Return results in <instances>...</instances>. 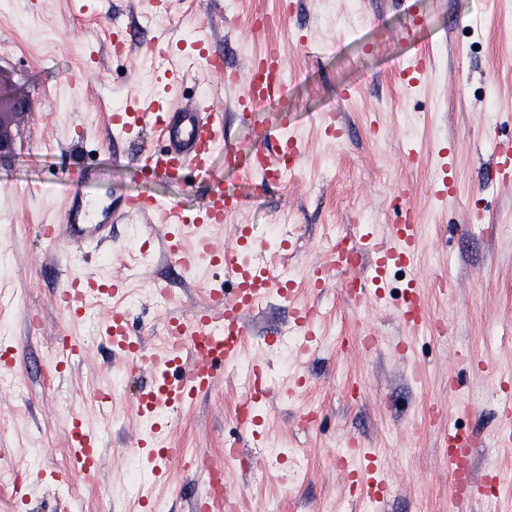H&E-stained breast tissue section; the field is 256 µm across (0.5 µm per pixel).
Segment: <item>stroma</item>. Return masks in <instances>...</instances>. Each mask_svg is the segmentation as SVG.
Returning <instances> with one entry per match:
<instances>
[{"label":"stroma","instance_id":"1","mask_svg":"<svg viewBox=\"0 0 512 512\" xmlns=\"http://www.w3.org/2000/svg\"><path fill=\"white\" fill-rule=\"evenodd\" d=\"M154 0H6L0 6V72L29 100L9 115L15 142L0 164V346L16 348L8 375L21 388L23 414L0 425V467L25 471L18 489L0 490V512H142L150 498L162 512H192L203 494L201 473L181 474L186 457L223 456L234 449L247 459L274 449L301 464L299 480L271 462L264 477L233 474L232 495L242 512H376L368 499L349 494L335 458L350 440L375 449L392 485L383 512H456L448 450L440 443L431 410L452 412L456 396L468 400L453 420L473 436L471 479L512 474V453L497 434L512 429L503 411L507 384L482 371L489 363L512 370V181L491 169L495 138H512V0H171L174 22L145 25ZM280 15L272 29L253 32L262 15ZM133 43L112 52L114 28ZM196 32L231 68L245 71L251 58L274 50L287 66V87L268 100L262 115L284 114L298 138L304 162L295 178L260 184L246 178L258 125L241 118L243 86L224 87L190 64L189 53L167 60L144 45L166 34L170 46ZM423 63L420 82L407 86L403 70ZM187 78L181 106L201 104L224 113V139L238 151L236 166L212 158L214 173L241 203L227 224L210 229L216 249L234 245L238 226L250 230L257 255H265L269 226L288 240L274 264L304 273L330 261L328 235L363 227L387 233L398 219L392 204L404 192L420 224L413 261L390 275L385 297L360 306L345 283L365 266L332 272L323 287L299 284L294 298H266L246 318L241 356L268 363V389L259 407L261 444L238 429L235 407L247 391L244 379L225 367L218 385L191 403L165 413L166 438L176 448L167 465L174 484L152 481L134 448L149 427L132 402L153 380L132 371L113 351L105 309L91 304L74 318L57 298L66 273L93 274L103 284L118 278L138 296L129 320L142 341L163 347L170 318H187L224 290V273H184L168 251L170 225L130 218L126 199L153 197L179 203L186 213L201 205L209 184L149 179L141 171V145L114 136L109 118L127 98H169L168 74ZM344 129L340 139L323 132L325 111ZM452 145L454 192L435 201L437 153ZM417 162L404 164L405 152ZM104 173L98 200L111 202L112 231L103 247L61 251L38 233L64 218L69 201L52 184L78 183L82 168ZM448 292H441L440 282ZM170 291L158 304L149 290ZM425 294L430 318L447 321V335L427 327L409 330L397 314L409 284ZM320 308L317 341L291 336L296 306ZM80 345L65 359L60 339ZM291 349H284V339ZM406 346L398 356L395 346ZM417 363L411 376L407 362ZM305 387L293 384L296 376ZM124 389L102 413L99 394L115 380ZM81 418L97 435L100 464L92 474L58 472L71 461L69 430Z\"/></svg>","mask_w":512,"mask_h":512}]
</instances>
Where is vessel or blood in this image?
Here are the masks:
<instances>
[{
  "instance_id": "1",
  "label": "vessel or blood",
  "mask_w": 512,
  "mask_h": 512,
  "mask_svg": "<svg viewBox=\"0 0 512 512\" xmlns=\"http://www.w3.org/2000/svg\"><path fill=\"white\" fill-rule=\"evenodd\" d=\"M283 61L276 54H268L250 60L244 82L249 88L252 103L281 93L283 90ZM112 126L120 136L129 137L145 127H152L161 147H143L140 153L142 171L149 178H164L181 182L188 177L210 179L211 188L198 209L196 217L185 215L176 203H161L152 197L127 200L125 215H161L168 224H179L197 238L196 251L205 255L207 263L223 260L231 269L236 289L233 294L212 297L192 317L179 319L175 329L188 344L190 358L182 360L178 352L151 351L141 340L129 336L124 312L112 304L110 296H101L102 304L108 305L107 331L113 344L123 352L130 369L145 370L152 374L153 382L143 390L136 402L137 413L143 418H153L155 411L163 407L178 408L193 399L201 391L211 389L221 375L224 364L236 360L242 350L244 317L256 309L261 292L276 289L281 297H288V283L284 280L261 275L252 277L238 261L237 250L225 252L213 250L204 228L223 223L225 217L240 207L233 193L224 189L220 179L214 178L210 163L211 147L224 139V114L212 111L201 114L197 108H171L161 101L147 98H130L124 111L113 113ZM301 153L296 137H288L276 149L255 148L249 176L265 179L267 172L275 170L282 159L299 162ZM111 211H104L101 220L84 219L75 222L64 219L59 224L40 227L43 237L63 246L98 244L111 234ZM419 226L408 220L392 225L384 236L371 230L348 236L350 247L357 253H371L370 281L375 284V298H383L391 266L412 259L419 245ZM96 282L80 274H69L65 289L58 301L70 314H78L90 294L95 293ZM398 313L405 325L414 327L425 319V306L420 291H413L409 305L399 307ZM442 441L448 447V468L451 472L467 469L472 446L470 436L461 435L455 426L443 429ZM72 459L77 473L87 474L95 469L99 450L95 435L84 424L71 428ZM136 451L150 465V476L157 481L167 480L169 454L165 446L162 427H153L140 438ZM375 455L361 443L351 444L340 463L353 485L368 484L373 487V502L384 503L390 484L384 474L373 466Z\"/></svg>"
}]
</instances>
